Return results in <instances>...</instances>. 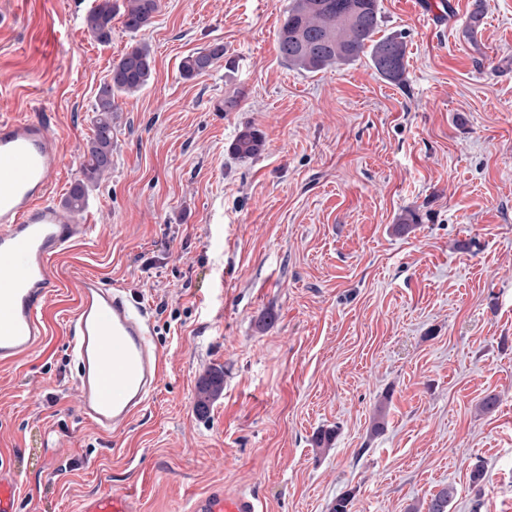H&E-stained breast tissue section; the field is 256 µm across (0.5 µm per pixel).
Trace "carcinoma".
<instances>
[{
    "mask_svg": "<svg viewBox=\"0 0 512 512\" xmlns=\"http://www.w3.org/2000/svg\"><path fill=\"white\" fill-rule=\"evenodd\" d=\"M160 0H95L84 17L90 36L102 45L112 41V19L122 13L125 28L136 34L153 23ZM277 49L288 66L316 73L368 57L380 77L390 82L403 80L407 63L404 38L383 30L379 0H288L277 32ZM224 57V46L184 57L180 75L194 78L214 68ZM151 47L138 41L112 63L109 79L100 87L92 112L93 137L87 145L82 179L71 188L65 203L74 211L84 209L89 186L112 168V113L118 98L145 90L153 79ZM265 140L252 126L242 128L231 144L239 159L259 155ZM224 390V372H210L198 387L196 407L205 409ZM453 492L444 488L430 501L428 512H448Z\"/></svg>",
    "mask_w": 512,
    "mask_h": 512,
    "instance_id": "1",
    "label": "carcinoma"
}]
</instances>
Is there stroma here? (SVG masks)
<instances>
[{"mask_svg":"<svg viewBox=\"0 0 512 512\" xmlns=\"http://www.w3.org/2000/svg\"><path fill=\"white\" fill-rule=\"evenodd\" d=\"M93 3L0 0V118L47 123L56 202L81 177L113 60L139 39L154 56L150 86L112 115V170L80 214L94 230L51 264L49 334L0 367L19 512H76L115 486L144 512H183L216 482L266 512H329L345 494L352 512H428L447 486L448 512H512V0H380L407 43L399 86L365 58L289 68L287 0H161L140 34L114 18L107 45L83 27ZM215 43L221 65L182 78ZM248 125L265 149L241 160ZM410 211L417 227L396 233ZM85 276L147 307L165 359L144 412L109 436L77 407L66 322ZM214 367L224 391L202 411ZM265 146V140L259 130L245 126L237 134L230 148L239 159H251L259 155ZM224 390V372H210L198 387L196 407L206 409L207 406Z\"/></svg>","mask_w":512,"mask_h":512,"instance_id":"35a3bbf8","label":"stroma"}]
</instances>
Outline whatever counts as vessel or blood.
<instances>
[{
  "mask_svg": "<svg viewBox=\"0 0 512 512\" xmlns=\"http://www.w3.org/2000/svg\"><path fill=\"white\" fill-rule=\"evenodd\" d=\"M61 158L39 119L0 121V366L35 352L48 334L44 310L58 283L51 261L90 225L51 201ZM77 363L78 411L101 433L123 430L145 407L163 377V354L151 341L147 308L124 288L81 280L68 322ZM21 481L0 453V512H18ZM78 512H142L127 489L85 496ZM185 512H264L253 492L229 486L196 494Z\"/></svg>",
  "mask_w": 512,
  "mask_h": 512,
  "instance_id": "vessel-or-blood-1",
  "label": "vessel or blood"
}]
</instances>
